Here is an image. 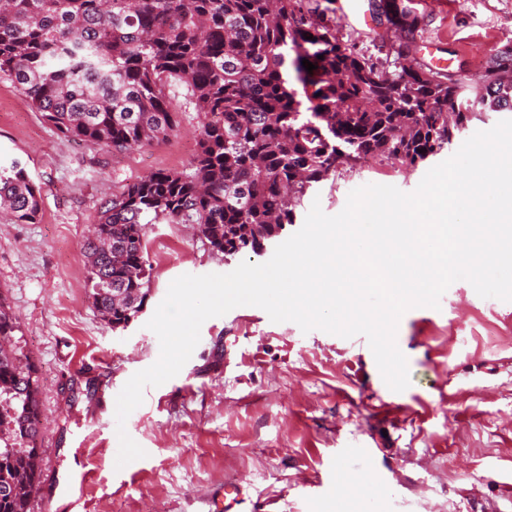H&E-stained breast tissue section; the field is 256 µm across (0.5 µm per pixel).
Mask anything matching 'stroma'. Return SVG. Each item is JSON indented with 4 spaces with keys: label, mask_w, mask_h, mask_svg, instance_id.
Here are the masks:
<instances>
[{
    "label": "stroma",
    "mask_w": 512,
    "mask_h": 512,
    "mask_svg": "<svg viewBox=\"0 0 512 512\" xmlns=\"http://www.w3.org/2000/svg\"><path fill=\"white\" fill-rule=\"evenodd\" d=\"M404 3L422 20L411 59L471 85L496 49L512 45V0ZM334 7L329 18L345 39L402 37L375 15H348L346 0ZM171 97L179 132L118 153L61 137L0 79V159L20 161L41 194L32 224L0 207V295L36 366L44 424L32 512H59L58 480L78 449L92 471L87 512H215L230 484L241 490L234 512H512V302L480 297L465 280L450 285L439 308L401 317L396 343L411 383L394 402L362 336L305 333L255 306L206 320L180 373L146 388L122 425L146 456L117 470L116 397L159 357L146 324L171 281L272 256L227 258L196 225L154 224L143 310L118 329L94 311L82 244L103 203L150 172L188 170L193 159L203 116L184 88ZM454 152L447 147L415 167L368 158L338 168L307 194L287 231L297 232L313 202L335 215L367 184L412 192ZM389 401L393 409L380 413Z\"/></svg>",
    "instance_id": "35a3bbf8"
}]
</instances>
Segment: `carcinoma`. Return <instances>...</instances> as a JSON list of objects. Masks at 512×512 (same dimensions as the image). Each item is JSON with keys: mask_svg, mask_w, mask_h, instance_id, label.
<instances>
[{"mask_svg": "<svg viewBox=\"0 0 512 512\" xmlns=\"http://www.w3.org/2000/svg\"><path fill=\"white\" fill-rule=\"evenodd\" d=\"M371 6L403 27L404 42L345 41L312 0H0V78L65 138L115 151L164 141L178 129L174 84L205 117L189 171L127 185L83 244L102 321L116 328L144 305L149 225L195 224L226 257L259 254L339 166L369 156L417 166L452 144L477 106L512 112L511 46L490 55L473 91L407 62L422 28L400 0ZM289 49L301 94L283 74ZM0 204L18 224L40 213L17 160L0 164ZM16 331L0 297V512H30L41 473L38 386Z\"/></svg>", "mask_w": 512, "mask_h": 512, "instance_id": "carcinoma-1", "label": "carcinoma"}]
</instances>
